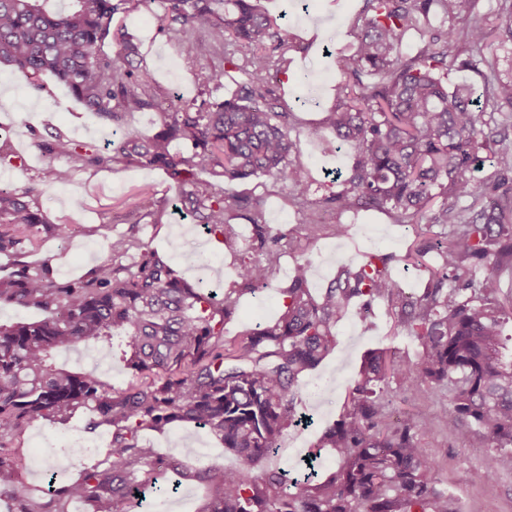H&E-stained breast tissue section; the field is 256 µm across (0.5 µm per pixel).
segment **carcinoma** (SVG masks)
<instances>
[{"label": "carcinoma", "mask_w": 512, "mask_h": 512, "mask_svg": "<svg viewBox=\"0 0 512 512\" xmlns=\"http://www.w3.org/2000/svg\"><path fill=\"white\" fill-rule=\"evenodd\" d=\"M0 0V65L33 86L43 75L66 84L91 112L118 123L127 112L156 107L142 53L115 20L149 9L155 0ZM354 21L356 47L338 60L336 102L321 128L357 151L336 193L309 205L336 214L386 212L397 224L445 229L426 288L409 291L385 259L368 255L344 267L315 295L310 262L295 264L283 290L284 311L273 324L224 339V323L236 313L243 290L268 285L283 253L304 251L318 239L315 214L297 230L271 233L260 197L229 190H201L194 176L207 171L228 184L268 174L299 198L309 184L291 159L293 113L285 111L272 73L286 71L284 52L293 36L256 0H160V31L193 55L200 36L222 49L219 65L202 72L200 104L172 103L159 113L160 130L139 140L120 136L104 155L92 145L61 136L36 145L83 166L138 163L157 168L183 187L207 231L235 246L231 214L247 212L257 255L236 268L237 281L223 297L187 283L157 252L134 235L112 239V258L86 278L55 281L48 267L19 263L0 276V301L35 307V322L0 324V501L8 512H68L82 501L93 512H130L134 490L176 462L144 444L145 430L163 434L188 421L219 435L241 465H210L197 478L213 494L202 512H455L441 487L439 466L422 446L425 422L407 413L386 421L391 384L416 392L448 394L451 409L438 422L485 448L474 483L496 476L500 454L512 448V352L502 343L512 310L499 301L496 275L488 273L462 297L460 280L495 256L512 267V64L483 49L512 43V0H496L491 15L479 0H364ZM441 16L439 29L429 16ZM419 34L415 53L401 51L403 37ZM115 43V55L103 45ZM459 69L483 77L482 89L456 82ZM243 80L229 97L225 80ZM496 158L493 178L475 172L482 153ZM72 169L49 165L41 181L65 184ZM39 189L0 186V254L38 248ZM441 199L434 204L435 199ZM384 298L395 326L414 338L415 359L393 351L371 353L349 390L341 418L316 447L331 448L336 468L289 478L282 470L256 474L252 465L275 452L283 431L302 421L295 409L299 376L315 369L336 346V325L357 301ZM119 339L138 380L113 389L94 371L52 363L60 348L112 344ZM79 408L93 423L112 426L105 459L66 485L37 498L23 477L14 441L37 418L65 421Z\"/></svg>", "instance_id": "obj_1"}]
</instances>
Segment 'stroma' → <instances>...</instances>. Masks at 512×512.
I'll return each mask as SVG.
<instances>
[{"mask_svg":"<svg viewBox=\"0 0 512 512\" xmlns=\"http://www.w3.org/2000/svg\"><path fill=\"white\" fill-rule=\"evenodd\" d=\"M270 15L288 13V28L301 39V46L285 53L288 70L277 85L293 114L290 137L295 144L293 157L301 170L313 180L311 199L335 192L325 179L330 168L349 169L355 151L339 145L331 133L319 130L323 105L336 98L340 80L337 58L348 53L356 41L353 21L362 11L363 0H308V10L290 8L286 0H261ZM160 4L127 18L125 24L141 44L143 65L149 71L158 96L166 102L174 97L190 100L198 95L197 75L212 55L208 43H201L195 57H185L177 44L158 30ZM113 123L87 112L69 90L50 76L43 77L40 88L10 69L0 70V143L12 151H23L26 162L15 167L0 166V179L23 189L38 180V175L52 160L34 143L35 136L51 140L60 134L73 140L106 149L112 141ZM231 191L265 200L264 220L272 230L293 228L305 220L304 213L293 204L287 191L268 175L232 183ZM152 203L153 215H143L144 203ZM39 203L49 222L70 224L74 232L69 241H61L51 231H42L38 251L28 254V263H48L54 279L71 283L85 278L110 255L109 245L120 234L136 233L149 248L168 259L171 266L191 284L207 280L214 287H227L236 279L239 257L252 254V226L236 218L240 234L239 255L223 248L220 238L207 234L195 217L181 203L179 188L158 169L135 165L113 167H79L64 185L43 186ZM326 223L351 225L349 236L323 237L307 245L303 254L284 253L268 288L245 294L235 316L224 328L225 337L255 328L256 324L275 319L283 308L282 291L288 288L298 258L311 263L309 286L320 292L344 264L357 265L366 255L386 257L392 273L406 287L425 284L427 275L405 265L403 258L414 245L431 244L432 235L417 236L412 225L397 224L378 212H323ZM386 301L377 299L370 306L354 303L336 328V347L315 369L304 372L300 412L315 419L313 431L298 434L296 428L284 431L277 454L267 460V467L293 468L307 453L316 431L338 420L346 395L353 385L362 360L371 351L389 348L412 357L417 355L416 342L401 328L395 327L387 314ZM59 362L73 369H96L112 386L123 389L133 379L119 348H98L94 352L60 354ZM447 396L432 397L428 390L404 392L394 390L393 411L420 413L430 425L422 442L436 459L444 487L458 512H512V459H504L496 478L488 483L470 482L469 474L479 468L486 451L474 448L456 435L434 426L433 420L448 408ZM86 409L73 412L66 421L38 418L31 421L21 436L28 456L42 454L44 442H51L52 459L57 460L56 478L47 473H32L28 481L42 491L48 481L64 485L76 478L83 468L98 463L112 442V427L92 425ZM144 443L163 456L180 462V472L155 474L144 491V498L134 512H201L210 495L207 485L196 479V471L220 464L237 467L238 459L225 451L220 437L191 423L170 424L167 433L144 431ZM82 443L85 452L73 458L68 450Z\"/></svg>","mask_w":512,"mask_h":512,"instance_id":"1","label":"stroma"}]
</instances>
